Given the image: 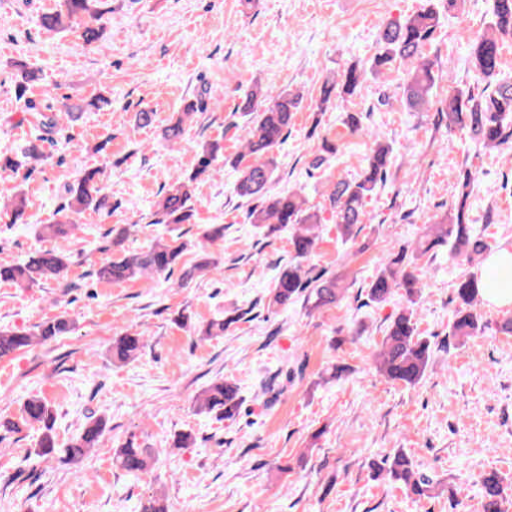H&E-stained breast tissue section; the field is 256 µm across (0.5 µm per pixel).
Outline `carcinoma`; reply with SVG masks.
Listing matches in <instances>:
<instances>
[{"label": "carcinoma", "mask_w": 512, "mask_h": 512, "mask_svg": "<svg viewBox=\"0 0 512 512\" xmlns=\"http://www.w3.org/2000/svg\"><path fill=\"white\" fill-rule=\"evenodd\" d=\"M110 11L109 0H58L55 10L42 15L41 24L43 28L54 31L65 29L72 21L78 20L82 25V38L92 43L100 38L103 31L101 20ZM440 24L441 13L434 7L413 13L401 21L384 24L379 35V47L370 60L369 68L352 65L340 74L331 72L325 76L319 88L318 110L325 111L337 100L357 93L366 80L367 71L383 73L399 63L407 66L401 104L412 112L427 111L436 86V75L433 62L423 54V47ZM511 37L512 0H494L489 30L468 38L471 62L483 87L478 93L457 89L441 108L442 117L448 121V129L464 132L485 147L498 148L512 138V80L501 77V48L503 42ZM302 100L301 93L287 89L275 91L257 85L247 92L237 111L251 117L252 127L242 150L231 164L238 172V196L258 200V205L246 214L248 222L261 224L270 232L286 225L294 228L289 239L288 262L279 269L270 287V303L286 308L303 297L315 309L330 308L343 294L340 280L326 271L316 272L309 265L317 246V225L322 223L320 211L309 207L306 198L298 192L273 194L270 189L277 171L274 150L284 142ZM203 106L201 98L187 101L182 112L163 129V138L172 143L179 142L185 135L186 125L203 111ZM82 110L81 104H66L59 112L48 115L40 112L39 126L48 134L57 133L62 129L64 120H77ZM220 150L217 141H206L200 146L193 171L173 178L158 201L154 223H192V183L212 174V165ZM337 150L336 141L323 139L310 162L311 167H321ZM391 154L390 144L374 141L361 173L351 180L341 179L331 185L326 201L341 238L351 240L360 231V224L366 217V199L384 181ZM21 156L20 160L0 157V170L17 172L25 161L39 159L41 151L37 145L31 144ZM103 174L102 166L84 170L77 182L68 187L69 200L59 209L57 218L51 224L42 225V235L67 237L78 228L84 211L109 208ZM473 188L474 174L465 169L458 178L459 202L452 212L429 225L424 238L399 247L369 284L372 303L383 304L400 290L404 291L407 299V306L391 317L376 354L377 372L392 382L414 387L424 378L432 363L431 343L419 336L415 321L414 305L423 288L417 260L447 248L459 258L460 264L475 265L492 251L489 242L472 234L466 202ZM3 208L10 211V223H18L25 210L23 195L16 194ZM185 249L186 244L178 236L169 241L159 240L143 251H126L117 259L101 263L94 273L98 279L108 282L131 281L147 273L166 276L177 265ZM68 265L65 255L54 250H42L24 262L0 264V281L30 285L57 280L64 277ZM478 283L472 272L462 273L455 282L456 309L450 331L455 338L466 340L484 327L478 308ZM73 329L74 321L67 315L46 319L30 330L0 327V359L10 358L36 344L53 341ZM143 348V337L126 331L113 338L110 356L125 363L134 360ZM241 406L237 385L222 379L203 391L199 410L232 420ZM35 424L42 430L39 442L42 453L49 455L61 450L54 429L52 407L42 397L27 398L18 420L0 419V429L6 432H16L22 426ZM105 430L104 418L89 416L79 436L61 451L69 461H79L98 447ZM150 459L149 449L139 447L130 439L116 450L113 464L127 474L139 476L149 472ZM386 465L389 477L402 482L413 494L424 496L430 491L431 480L416 471L403 452L394 453ZM481 496L482 512H505L503 479L499 473L493 471L483 476Z\"/></svg>", "instance_id": "obj_1"}]
</instances>
